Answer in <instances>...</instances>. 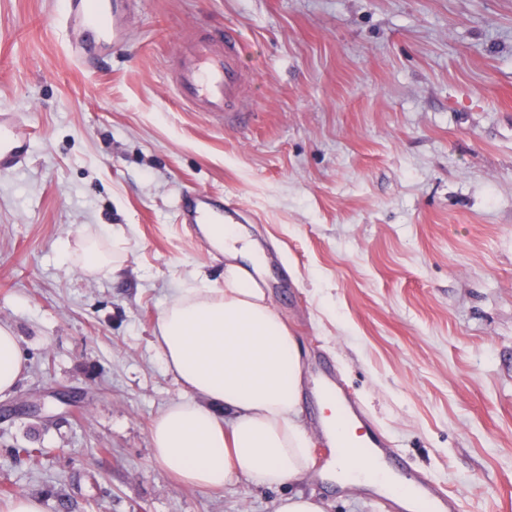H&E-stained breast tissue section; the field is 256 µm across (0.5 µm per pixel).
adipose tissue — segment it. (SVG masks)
<instances>
[{
  "instance_id": "1",
  "label": "adipose tissue",
  "mask_w": 512,
  "mask_h": 512,
  "mask_svg": "<svg viewBox=\"0 0 512 512\" xmlns=\"http://www.w3.org/2000/svg\"><path fill=\"white\" fill-rule=\"evenodd\" d=\"M224 251V285L180 289L157 321V344L186 396L162 410L150 436L154 458L187 489L232 483L278 487L305 481L308 434L297 421L303 370L299 344L252 270L259 255L235 226L208 224ZM26 358L0 324V397L12 394Z\"/></svg>"
}]
</instances>
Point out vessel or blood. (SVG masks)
<instances>
[{"label": "vessel or blood", "instance_id": "vessel-or-blood-1", "mask_svg": "<svg viewBox=\"0 0 512 512\" xmlns=\"http://www.w3.org/2000/svg\"><path fill=\"white\" fill-rule=\"evenodd\" d=\"M131 3L132 0H63L58 21L68 34L71 56L82 63L94 50L123 46L129 35ZM216 38L223 42V52H215L207 42L181 47L185 63L175 80V93L185 105L206 112L231 113L237 111L245 85L240 60L242 40L231 29L217 32ZM33 136L31 125L18 111L0 109V172L26 163ZM180 220L185 224L224 223V204L205 191L188 194L180 205ZM321 392L336 409V448L352 465L376 460L383 472L400 475V482L393 486L394 493H416L418 512H446L447 499L397 464L392 448L380 434L372 431L367 439L359 441L349 437V427L362 419L363 412L337 381L325 380Z\"/></svg>", "mask_w": 512, "mask_h": 512}]
</instances>
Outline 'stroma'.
<instances>
[{"label": "stroma", "instance_id": "obj_1", "mask_svg": "<svg viewBox=\"0 0 512 512\" xmlns=\"http://www.w3.org/2000/svg\"><path fill=\"white\" fill-rule=\"evenodd\" d=\"M58 2L0 0V108L34 130L26 164L0 173V324L28 357L0 398V503L275 512L282 490H190L152 459L151 423L184 395L155 347L160 312L195 273L224 285L223 253L178 218L201 190L238 202L300 345L298 491L324 512H402L318 478L329 362L453 512H512V0H145L132 40L87 68ZM225 27L247 82L222 118L173 82L178 43ZM112 226L120 271H83L81 238ZM38 397L41 413L14 414Z\"/></svg>", "mask_w": 512, "mask_h": 512}]
</instances>
